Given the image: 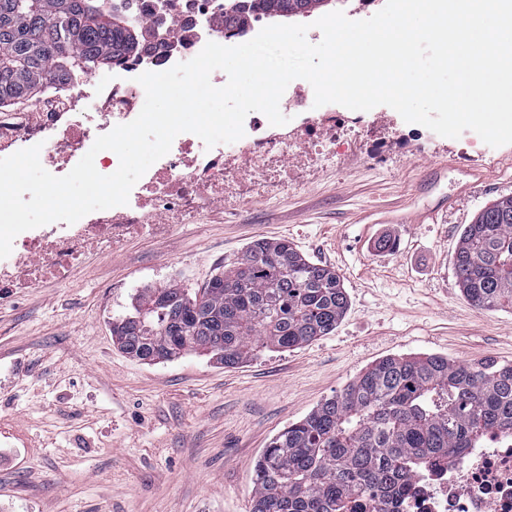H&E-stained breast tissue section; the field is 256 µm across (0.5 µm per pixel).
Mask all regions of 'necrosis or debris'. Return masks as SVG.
Returning a JSON list of instances; mask_svg holds the SVG:
<instances>
[{
	"mask_svg": "<svg viewBox=\"0 0 512 512\" xmlns=\"http://www.w3.org/2000/svg\"><path fill=\"white\" fill-rule=\"evenodd\" d=\"M224 0H173L162 12L176 38L172 48L114 66L107 77L81 76L52 88L55 109L23 134L0 132V158L15 147L40 145V159L53 175L63 176L72 160L92 147L96 137L134 120L145 95L140 74L169 68L195 57L207 42L236 45L225 34ZM314 91L297 79L286 88L280 109L288 126L270 125L259 112L244 122L245 135L233 147L204 149L197 135L173 141L129 202L89 213L74 224L54 222L20 233L11 254L0 259V293L25 288L40 278L65 277L87 245L115 250L134 231H169L198 218L209 201L245 194L272 196L293 181L295 168L328 162L347 154L385 163L396 129L386 122L338 110L310 115ZM363 512H512V436L489 432L478 448H467L449 467L408 479L388 496L364 502Z\"/></svg>",
	"mask_w": 512,
	"mask_h": 512,
	"instance_id": "4bbe7bcc",
	"label": "necrosis or debris"
}]
</instances>
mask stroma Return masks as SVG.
Returning <instances> with one entry per match:
<instances>
[{
  "label": "stroma",
  "instance_id": "35a3bbf8",
  "mask_svg": "<svg viewBox=\"0 0 512 512\" xmlns=\"http://www.w3.org/2000/svg\"><path fill=\"white\" fill-rule=\"evenodd\" d=\"M476 138L429 131L379 167L345 157L274 197L209 203L200 223L87 247L67 278L1 295L0 512H250L264 448L373 362L512 363V311L471 306L453 262L463 225L512 195V144L481 145L487 183L435 223L377 221L422 203L420 182ZM280 239L340 276L349 306L329 335L230 368L197 354L147 365L113 343L140 289L203 287Z\"/></svg>",
  "mask_w": 512,
  "mask_h": 512
}]
</instances>
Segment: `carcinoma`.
<instances>
[{
	"instance_id": "cac0c4a2",
	"label": "carcinoma",
	"mask_w": 512,
	"mask_h": 512,
	"mask_svg": "<svg viewBox=\"0 0 512 512\" xmlns=\"http://www.w3.org/2000/svg\"><path fill=\"white\" fill-rule=\"evenodd\" d=\"M129 0H0V105L65 86L167 46L155 10ZM224 30L246 33L255 16L290 18L320 0H233ZM458 286L479 310L512 308V196L464 226L454 256ZM348 307L336 271L287 241L252 243L224 273L191 292L143 289L112 323L123 352L151 364L187 353L226 367L262 349L290 350L332 332ZM512 435V364L454 363L437 354L387 356L279 433L254 469L250 512H359L391 480L418 475Z\"/></svg>"
}]
</instances>
